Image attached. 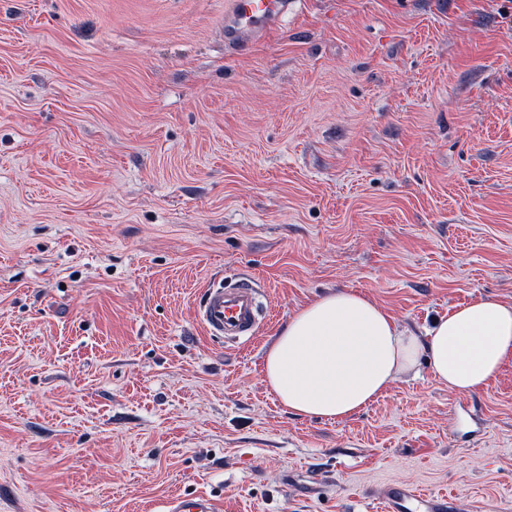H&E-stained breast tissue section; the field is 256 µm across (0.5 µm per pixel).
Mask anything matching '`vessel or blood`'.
Instances as JSON below:
<instances>
[{"mask_svg":"<svg viewBox=\"0 0 512 512\" xmlns=\"http://www.w3.org/2000/svg\"><path fill=\"white\" fill-rule=\"evenodd\" d=\"M295 0H225L224 45L234 51L251 47L278 27ZM196 316L209 335L234 342L253 337L260 317V301L253 284L245 279L230 285H209ZM386 512H448L452 501L444 494L391 486L383 490ZM166 512H221L218 501L207 494L171 499Z\"/></svg>","mask_w":512,"mask_h":512,"instance_id":"obj_1","label":"vessel or blood"}]
</instances>
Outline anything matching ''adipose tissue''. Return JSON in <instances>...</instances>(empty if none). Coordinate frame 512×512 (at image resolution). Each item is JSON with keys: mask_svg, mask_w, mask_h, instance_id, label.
I'll list each match as a JSON object with an SVG mask.
<instances>
[{"mask_svg": "<svg viewBox=\"0 0 512 512\" xmlns=\"http://www.w3.org/2000/svg\"><path fill=\"white\" fill-rule=\"evenodd\" d=\"M512 356V303L474 299L420 335L369 296L341 290L300 307L264 355L265 380L296 415L344 420L427 364L449 390L477 393Z\"/></svg>", "mask_w": 512, "mask_h": 512, "instance_id": "adipose-tissue-1", "label": "adipose tissue"}]
</instances>
